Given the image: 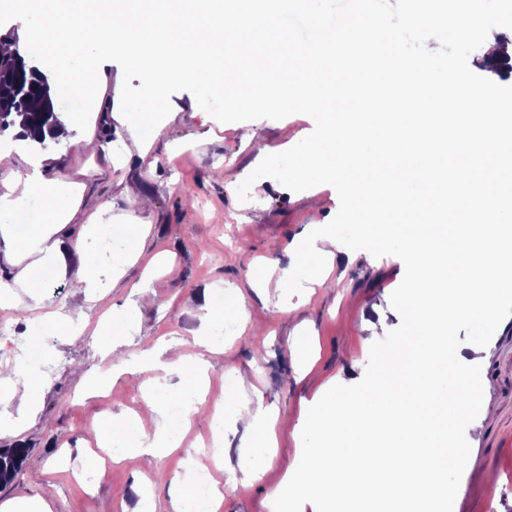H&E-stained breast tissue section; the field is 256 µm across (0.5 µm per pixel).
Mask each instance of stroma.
Instances as JSON below:
<instances>
[{
    "label": "stroma",
    "mask_w": 512,
    "mask_h": 512,
    "mask_svg": "<svg viewBox=\"0 0 512 512\" xmlns=\"http://www.w3.org/2000/svg\"><path fill=\"white\" fill-rule=\"evenodd\" d=\"M102 69L88 129L74 140L46 149L0 133V184L36 165L56 184L51 209L77 199L76 214L58 235L80 244L97 272L95 287L88 288L72 273L44 268L40 286L18 291L22 300H42L9 313L24 354L15 364L21 376L8 389L32 411L21 432L0 434V447L25 442L31 452L15 480L0 486V501L42 498L53 512H173V502L191 488L185 472L192 457L209 467L221 488V512H273L292 476L290 465L301 456L296 430L309 407L333 385L363 377L369 324L399 325L390 296L404 264L392 255L345 248L331 270L308 277L293 247L336 215L335 189L295 193L262 178L248 201L239 200L237 187L260 162L243 131L279 153L312 132L309 116L221 123L192 93L179 91L170 98L168 117L138 147L113 98L122 69L114 62ZM87 137L99 141L97 151L84 149ZM131 188L150 199L149 209L131 206ZM115 222L146 226L147 234L137 243L122 238L119 251L98 254L99 238ZM260 264L294 276L262 292ZM145 282L154 301L134 306L136 288ZM220 320L235 322L236 331L211 357L205 386L141 370L143 358L168 343L195 358L197 336L211 333ZM458 351L480 365L484 401L494 413L466 429L471 464L453 512H512V316L486 347L465 342ZM155 390L170 398L199 392L207 409L223 411L221 464L202 445L210 424L196 421L180 448L150 461L130 454L109 462L93 483L58 467L62 449L82 455L116 417L133 420L139 438H153ZM253 394L279 414L276 448H257L237 419L239 401Z\"/></svg>",
    "instance_id": "1"
}]
</instances>
